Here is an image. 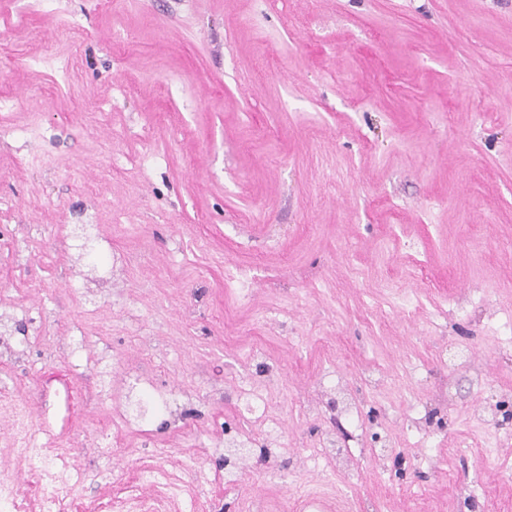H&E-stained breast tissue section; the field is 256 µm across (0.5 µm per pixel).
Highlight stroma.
<instances>
[{"instance_id":"35a3bbf8","label":"stroma","mask_w":512,"mask_h":512,"mask_svg":"<svg viewBox=\"0 0 512 512\" xmlns=\"http://www.w3.org/2000/svg\"><path fill=\"white\" fill-rule=\"evenodd\" d=\"M28 3L0 0V295L27 311L44 372L0 362V394L90 471L75 512H170L192 490L211 512L329 492L352 512H462L463 485L476 512H512V440L475 413L512 396V348L491 330L512 315V0H48L26 27ZM76 224L96 225L105 264L129 263L110 304L94 283L72 293L58 230ZM81 328L94 363L56 356ZM251 347L283 365L272 402L311 450L346 425L322 370L379 375L360 422L400 453L369 440L353 472L247 469L225 492L205 448L240 421ZM130 368L164 390L202 373L227 397L180 427L120 430L106 467L96 443ZM397 380L424 404L445 387L437 447H417ZM161 461L169 480L138 487Z\"/></svg>"}]
</instances>
